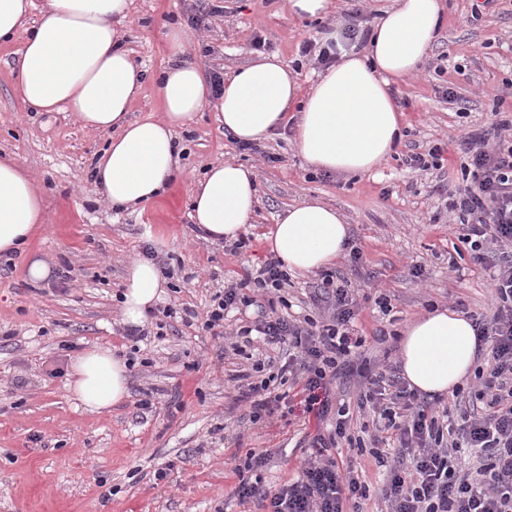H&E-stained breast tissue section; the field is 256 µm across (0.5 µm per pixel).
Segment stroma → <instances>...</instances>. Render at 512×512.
<instances>
[{
	"label": "stroma",
	"mask_w": 512,
	"mask_h": 512,
	"mask_svg": "<svg viewBox=\"0 0 512 512\" xmlns=\"http://www.w3.org/2000/svg\"><path fill=\"white\" fill-rule=\"evenodd\" d=\"M392 3L335 0L324 20L303 21L288 14L284 0H133L122 33L135 62L152 73L168 60L169 25L185 24L187 60L227 76L255 58L261 38L263 51L295 67L307 87L320 70L300 57L303 42L343 28L353 7L374 23ZM443 5L418 74L395 92L407 119L404 141L376 175L307 170L288 127L256 150H241L209 105L181 135L180 177L136 211L113 209L88 177L107 134L82 127L69 112L31 111L18 91L21 44L0 45V153L26 169L44 196L46 223L31 252L52 268L38 286L27 278L26 257L0 269V512H265L235 493V468L247 454L265 456L259 475L277 490L297 477L313 437L331 431L335 409L355 406L361 374L397 368L399 341L414 319L437 307L493 315L485 272L450 221L454 183L442 180V170H411L405 159L439 146L442 169L455 167L458 139L490 124L496 103L488 92L512 78V0L477 16L473 0ZM199 12L201 25L189 24ZM449 90L456 103H448ZM226 160L251 167L259 182L241 249L197 237L190 216L197 178ZM309 200L340 211L351 227V252L329 271L290 274L282 294L293 315L313 316L310 292L324 274L344 275L364 344L331 385L330 414L319 420L307 413L288 382L279 411L255 424L243 395L248 381L260 379L252 371L257 345L237 330L256 324L260 313L252 306L228 313L234 350L199 325L217 292L267 262L263 236L279 215ZM137 256L167 264L170 286L135 341L121 322L118 296ZM106 345L134 362L129 396L89 413L70 398L66 369L81 350ZM54 364L60 371L52 377ZM140 400L148 408H137ZM161 468L167 476L155 480Z\"/></svg>",
	"instance_id": "stroma-1"
}]
</instances>
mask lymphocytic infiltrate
<instances>
[{
	"mask_svg": "<svg viewBox=\"0 0 512 512\" xmlns=\"http://www.w3.org/2000/svg\"><path fill=\"white\" fill-rule=\"evenodd\" d=\"M370 29L360 11L351 12L339 42H304L301 54L326 67L339 47H361ZM488 128L467 134L460 143L464 182L449 208L469 244L474 263L488 267L496 304L491 319L474 321L477 338L488 341V375L478 378L475 392L483 407L461 411V441H449L440 425L437 402L409 390L396 375L367 377L359 408L377 414L379 432L394 437L398 452L409 463L399 468L387 454L374 452L377 467L386 468L381 491L385 512H512V113L494 110ZM288 273L279 261L268 260L235 284L216 294L202 324L210 335L224 337V314L250 306L269 290H281ZM311 300L324 310L323 321L264 316L256 331L271 350H295L302 397L307 412L323 417L329 409V387L337 374L353 364L363 339L352 320L354 300L344 279L325 278ZM349 411L339 408L332 434L316 435L314 453L306 458L295 480L270 492L252 471L262 458L248 457L246 477L236 489L241 499L267 503V512H344V502L366 498L368 488L358 473L340 467L332 451L349 439Z\"/></svg>",
	"mask_w": 512,
	"mask_h": 512,
	"instance_id": "1",
	"label": "lymphocytic infiltrate"
}]
</instances>
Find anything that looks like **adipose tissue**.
Returning a JSON list of instances; mask_svg holds the SVG:
<instances>
[{"label":"adipose tissue","mask_w":512,"mask_h":512,"mask_svg":"<svg viewBox=\"0 0 512 512\" xmlns=\"http://www.w3.org/2000/svg\"><path fill=\"white\" fill-rule=\"evenodd\" d=\"M132 0H0V43L17 35L19 90L39 112L64 110L85 127L110 133L93 164V177L112 206L136 208L160 198L178 169L179 132L214 105L226 133L240 142L271 138L298 109L293 145L317 172L365 175L395 152L404 136L395 85L415 75L439 24L441 0H395L373 28L364 50H341L339 62L303 89L297 73L278 55H261L224 81L210 80L184 61L186 34H166L172 61L153 79L162 116L132 120L144 72L122 48L115 28ZM38 20H31L32 11ZM253 170L233 161L210 165L191 197V218L207 240L236 239L257 203ZM45 222L44 203L30 176L11 157L0 156V253L24 249ZM349 227L333 206L310 201L288 207L264 236L268 252L288 271L309 273L332 266L343 254ZM150 259L133 260L122 293L125 325L144 327L168 287ZM478 341L466 314L426 312L405 330L400 346L404 378L418 392L452 393L474 372ZM126 357L109 346L79 354L67 389L89 413L112 409L129 395Z\"/></svg>","instance_id":"obj_1"}]
</instances>
